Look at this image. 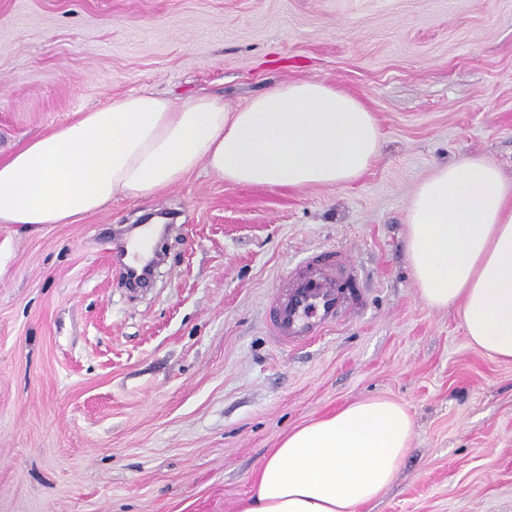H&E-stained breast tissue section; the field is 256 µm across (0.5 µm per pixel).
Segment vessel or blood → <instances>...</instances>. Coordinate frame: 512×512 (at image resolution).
Segmentation results:
<instances>
[{
	"label": "vessel or blood",
	"instance_id": "vessel-or-blood-1",
	"mask_svg": "<svg viewBox=\"0 0 512 512\" xmlns=\"http://www.w3.org/2000/svg\"><path fill=\"white\" fill-rule=\"evenodd\" d=\"M151 263L146 243L128 249L126 272L143 275ZM361 275L344 254L330 251L304 258L281 281L269 302V327L283 346L324 335L362 302Z\"/></svg>",
	"mask_w": 512,
	"mask_h": 512
}]
</instances>
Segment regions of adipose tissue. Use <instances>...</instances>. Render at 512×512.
<instances>
[{
  "label": "adipose tissue",
  "mask_w": 512,
  "mask_h": 512,
  "mask_svg": "<svg viewBox=\"0 0 512 512\" xmlns=\"http://www.w3.org/2000/svg\"><path fill=\"white\" fill-rule=\"evenodd\" d=\"M379 144L372 112L322 81L281 85L236 108L207 95L119 96L0 160V223L70 224L121 198H151L202 165L245 186L346 184ZM405 222L419 296L459 307L468 341L512 361V181L481 159L438 167ZM412 436L397 401L347 404L289 433L238 512H358L392 484Z\"/></svg>",
  "instance_id": "obj_1"
}]
</instances>
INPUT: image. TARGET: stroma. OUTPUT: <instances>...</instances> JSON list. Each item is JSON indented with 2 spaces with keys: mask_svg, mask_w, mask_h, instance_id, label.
<instances>
[{
  "mask_svg": "<svg viewBox=\"0 0 512 512\" xmlns=\"http://www.w3.org/2000/svg\"><path fill=\"white\" fill-rule=\"evenodd\" d=\"M319 80L373 113L359 179L244 186L199 167L71 224H0V512H237L288 431L370 396L411 449L360 512H512V361L419 297L405 214L437 167L512 180V0H0V158L116 95L230 107ZM172 223L148 288L115 257ZM338 250L363 306L283 348L268 302Z\"/></svg>",
  "mask_w": 512,
  "mask_h": 512,
  "instance_id": "35a3bbf8",
  "label": "stroma"
}]
</instances>
